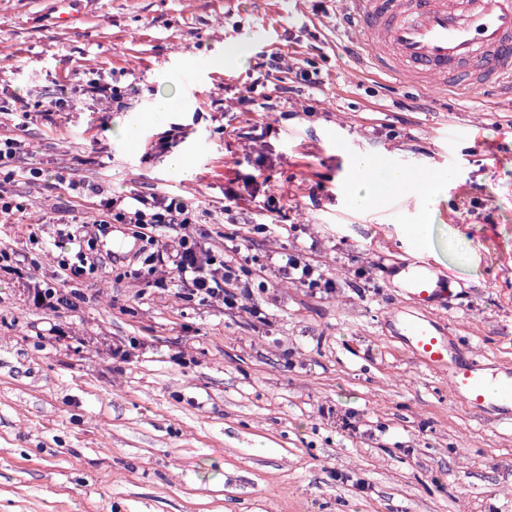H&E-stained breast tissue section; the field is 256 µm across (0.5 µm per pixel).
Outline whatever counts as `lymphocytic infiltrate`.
<instances>
[{"mask_svg": "<svg viewBox=\"0 0 512 512\" xmlns=\"http://www.w3.org/2000/svg\"><path fill=\"white\" fill-rule=\"evenodd\" d=\"M71 189L85 198L99 199L106 209L102 223L137 225L141 236L151 243L160 233H167L165 260L176 273L185 297L214 299L230 310L241 308L243 301L251 299V283L241 276L250 262L248 246L237 243L223 255L213 253L206 241L189 233L197 215L185 199L135 193L119 207L106 197L102 185L82 182L72 184Z\"/></svg>", "mask_w": 512, "mask_h": 512, "instance_id": "obj_1", "label": "lymphocytic infiltrate"}]
</instances>
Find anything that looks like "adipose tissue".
Returning a JSON list of instances; mask_svg holds the SVG:
<instances>
[{
  "mask_svg": "<svg viewBox=\"0 0 512 512\" xmlns=\"http://www.w3.org/2000/svg\"><path fill=\"white\" fill-rule=\"evenodd\" d=\"M374 164V157L368 154H357L351 159L352 178L346 198L354 211L374 210L393 200L415 202L437 193L454 180L449 170H437L425 177L417 171L392 167L377 176L372 172Z\"/></svg>",
  "mask_w": 512,
  "mask_h": 512,
  "instance_id": "1",
  "label": "adipose tissue"
}]
</instances>
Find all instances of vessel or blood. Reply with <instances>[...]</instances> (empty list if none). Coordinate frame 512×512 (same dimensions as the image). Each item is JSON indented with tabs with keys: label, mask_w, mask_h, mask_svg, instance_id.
<instances>
[{
	"label": "vessel or blood",
	"mask_w": 512,
	"mask_h": 512,
	"mask_svg": "<svg viewBox=\"0 0 512 512\" xmlns=\"http://www.w3.org/2000/svg\"><path fill=\"white\" fill-rule=\"evenodd\" d=\"M349 26L372 66L418 87L512 88V0H348ZM402 292L419 310L439 300L431 260L402 265ZM408 350L448 378L473 409L496 407L512 422V368L463 352L457 339L417 314L402 323Z\"/></svg>",
	"instance_id": "vessel-or-blood-1"
}]
</instances>
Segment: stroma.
<instances>
[{
  "label": "stroma",
  "mask_w": 512,
  "mask_h": 512,
  "mask_svg": "<svg viewBox=\"0 0 512 512\" xmlns=\"http://www.w3.org/2000/svg\"><path fill=\"white\" fill-rule=\"evenodd\" d=\"M68 9L0 0V101L44 105L0 172L14 200L0 250L16 267L0 273V512H512V424L464 405L407 350L398 275L413 258L406 226L426 209V256L450 297L425 316L512 366V96L372 77L345 0H84L67 29ZM256 28L267 37L255 44ZM237 46L241 61L214 67ZM273 53L282 68L254 81ZM79 76L120 87L119 101L54 106ZM251 82L258 109L236 111ZM166 93L173 111L155 114ZM357 153L457 182L416 206L354 212ZM73 181L115 198L182 195L210 212L189 230L219 254L225 234L249 239L262 318L155 287L167 267L139 258L132 225L97 234ZM75 221L111 264L56 247ZM295 252L334 293L284 278ZM64 276L76 312L34 305L31 282Z\"/></svg>",
  "instance_id": "stroma-1"
}]
</instances>
